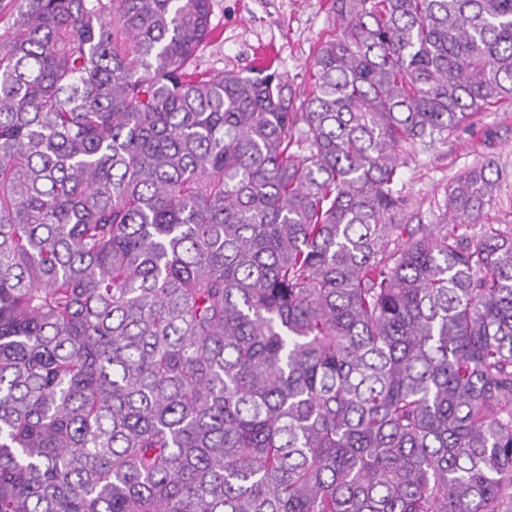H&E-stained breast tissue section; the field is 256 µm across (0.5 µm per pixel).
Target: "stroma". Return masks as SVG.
Masks as SVG:
<instances>
[{
  "label": "stroma",
  "instance_id": "1",
  "mask_svg": "<svg viewBox=\"0 0 512 512\" xmlns=\"http://www.w3.org/2000/svg\"><path fill=\"white\" fill-rule=\"evenodd\" d=\"M215 33L200 57L211 73L249 72L255 51L273 47V67L296 87L307 85L316 45L334 34V0H212ZM402 218L412 225L445 224L448 188L485 161L500 171L483 224L512 226V102L479 112L470 124L452 129L446 139L399 150Z\"/></svg>",
  "mask_w": 512,
  "mask_h": 512
}]
</instances>
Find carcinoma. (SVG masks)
<instances>
[{
    "label": "carcinoma",
    "mask_w": 512,
    "mask_h": 512,
    "mask_svg": "<svg viewBox=\"0 0 512 512\" xmlns=\"http://www.w3.org/2000/svg\"><path fill=\"white\" fill-rule=\"evenodd\" d=\"M7 5L0 512H512V227L396 153L512 99V0H335L300 92L211 0Z\"/></svg>",
    "instance_id": "carcinoma-1"
}]
</instances>
